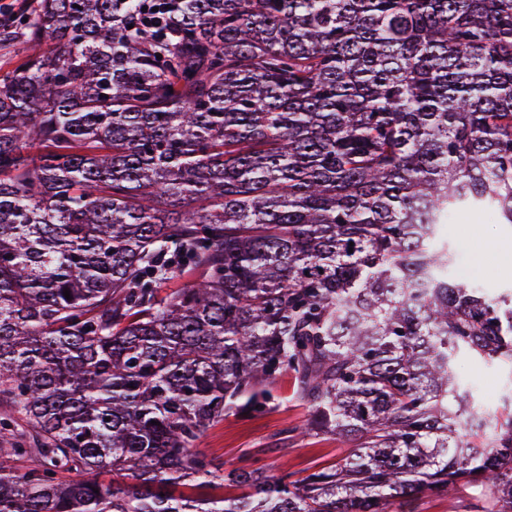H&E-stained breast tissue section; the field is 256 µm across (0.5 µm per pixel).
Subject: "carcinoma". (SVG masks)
Returning <instances> with one entry per match:
<instances>
[{
    "instance_id": "carcinoma-1",
    "label": "carcinoma",
    "mask_w": 512,
    "mask_h": 512,
    "mask_svg": "<svg viewBox=\"0 0 512 512\" xmlns=\"http://www.w3.org/2000/svg\"><path fill=\"white\" fill-rule=\"evenodd\" d=\"M2 43L0 512H512L456 377L512 365V290L441 236L512 224V0H40ZM288 372L350 452L219 473ZM474 487L462 489L453 499L435 498L430 496H419L410 506L413 512H463L464 504L478 495Z\"/></svg>"
}]
</instances>
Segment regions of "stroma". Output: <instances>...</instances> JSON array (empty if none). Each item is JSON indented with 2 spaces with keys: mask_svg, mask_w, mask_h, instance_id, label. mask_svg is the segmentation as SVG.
I'll return each mask as SVG.
<instances>
[{
  "mask_svg": "<svg viewBox=\"0 0 512 512\" xmlns=\"http://www.w3.org/2000/svg\"><path fill=\"white\" fill-rule=\"evenodd\" d=\"M442 233L469 281L492 295L512 289V227L482 214H464L443 225ZM458 376L473 387L487 411H502V397L512 391V369L484 367L464 358ZM271 392L264 410L226 415L197 440V448L215 467L227 471L250 465L270 476L287 471L302 478L348 454V446L335 436L292 433V426L302 424L308 414L292 377L278 378Z\"/></svg>",
  "mask_w": 512,
  "mask_h": 512,
  "instance_id": "1",
  "label": "stroma"
}]
</instances>
